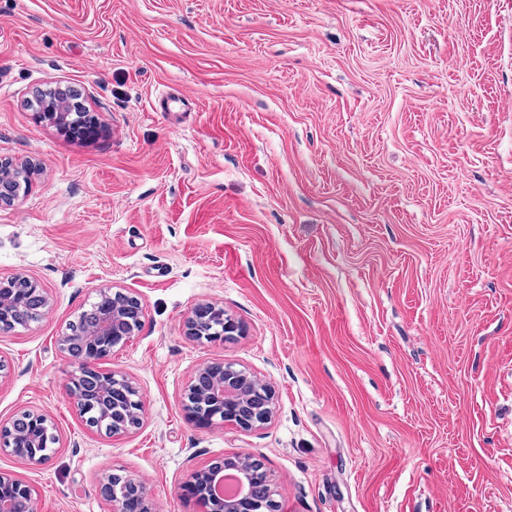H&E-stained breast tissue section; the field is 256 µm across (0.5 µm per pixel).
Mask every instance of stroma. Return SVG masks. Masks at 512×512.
I'll return each instance as SVG.
<instances>
[{
	"label": "stroma",
	"instance_id": "35a3bbf8",
	"mask_svg": "<svg viewBox=\"0 0 512 512\" xmlns=\"http://www.w3.org/2000/svg\"><path fill=\"white\" fill-rule=\"evenodd\" d=\"M56 86L97 136L37 120ZM0 158L34 165L0 278L51 298L0 333V424L56 436L42 467L0 453L37 512H111L112 469L192 512L179 483L236 452L284 512H512V0H0ZM103 288L144 310L105 363L144 401L117 436L58 346ZM207 302L244 334L187 336ZM222 360L272 386L267 424L188 422Z\"/></svg>",
	"mask_w": 512,
	"mask_h": 512
}]
</instances>
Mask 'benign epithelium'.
<instances>
[{
  "instance_id": "benign-epithelium-1",
  "label": "benign epithelium",
  "mask_w": 512,
  "mask_h": 512,
  "mask_svg": "<svg viewBox=\"0 0 512 512\" xmlns=\"http://www.w3.org/2000/svg\"><path fill=\"white\" fill-rule=\"evenodd\" d=\"M73 115L84 124L95 122L91 112H56L49 106L46 111L36 113L39 120L57 125L70 122ZM28 173L26 162L0 161V205L19 199L21 183L26 181ZM49 309L48 292L38 282L26 277L0 280L1 331L26 327ZM142 311L136 296L121 289L103 288L98 300L87 310L96 317L91 339L79 349L70 332L58 337L60 350L69 355L73 364L65 385L66 395L91 428L103 429L104 420L111 412L131 414L123 432L140 427L143 400L139 389L124 373L104 370L100 363L136 336L143 323ZM217 312L213 304L197 306L186 322L188 336L198 342H224L242 332L240 323L228 315H221V324H214L213 316ZM184 409L188 421L197 428L224 424L251 430L271 419L274 392L232 363L209 362L195 371L184 393ZM51 429L48 418L35 413L30 414L29 425L22 433L1 426L0 451L30 465L45 466L53 457L49 443L53 437ZM226 469L235 470L240 477L239 490L227 498L219 488ZM178 490L196 512H282L265 465L246 454L228 455L193 470ZM100 491L111 503L112 512H153L149 488L130 474L103 473ZM0 512H36L33 487L13 474L0 472Z\"/></svg>"
}]
</instances>
